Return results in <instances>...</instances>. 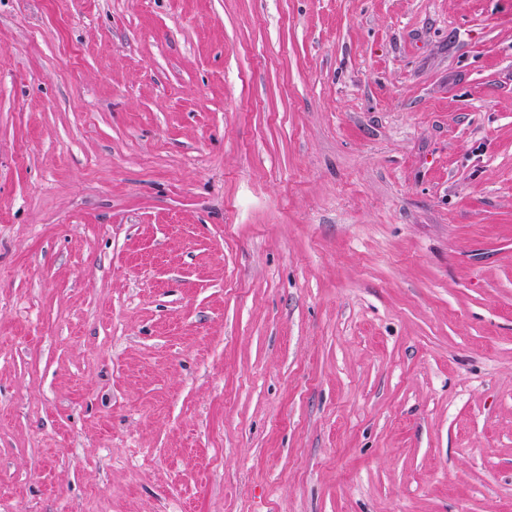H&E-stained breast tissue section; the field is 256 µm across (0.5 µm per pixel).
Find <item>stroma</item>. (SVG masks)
<instances>
[{
	"mask_svg": "<svg viewBox=\"0 0 512 512\" xmlns=\"http://www.w3.org/2000/svg\"><path fill=\"white\" fill-rule=\"evenodd\" d=\"M0 512H512V0H0Z\"/></svg>",
	"mask_w": 512,
	"mask_h": 512,
	"instance_id": "stroma-1",
	"label": "stroma"
}]
</instances>
